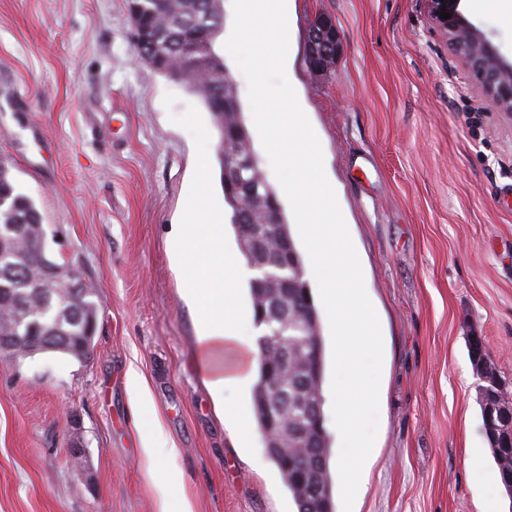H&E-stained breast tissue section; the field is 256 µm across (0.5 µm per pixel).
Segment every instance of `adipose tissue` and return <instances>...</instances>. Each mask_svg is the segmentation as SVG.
<instances>
[{
    "instance_id": "obj_1",
    "label": "adipose tissue",
    "mask_w": 512,
    "mask_h": 512,
    "mask_svg": "<svg viewBox=\"0 0 512 512\" xmlns=\"http://www.w3.org/2000/svg\"><path fill=\"white\" fill-rule=\"evenodd\" d=\"M224 223L222 210L210 197L206 177H199L173 242L197 309L198 358L211 388L219 393L229 387H245L251 375L246 367L225 372V348H256L253 336L239 333L244 314L238 295L247 272L225 242Z\"/></svg>"
}]
</instances>
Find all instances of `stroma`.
I'll list each match as a JSON object with an SVG mask.
<instances>
[{
	"instance_id": "obj_1",
	"label": "stroma",
	"mask_w": 512,
	"mask_h": 512,
	"mask_svg": "<svg viewBox=\"0 0 512 512\" xmlns=\"http://www.w3.org/2000/svg\"><path fill=\"white\" fill-rule=\"evenodd\" d=\"M460 8L512 58V6ZM324 16L340 51L316 73L307 35ZM288 22L292 87L383 337L376 453L353 512H512L467 348L483 336L512 386V115L423 0H288ZM218 148L199 99L135 51L128 0H0V161L98 305L88 357L0 354V512H160L163 463L192 512H297L260 432L241 447L221 414L252 413L250 389L216 402L197 360L171 234L200 160L223 201ZM132 368L150 393L139 409ZM154 421L150 458L140 430Z\"/></svg>"
}]
</instances>
